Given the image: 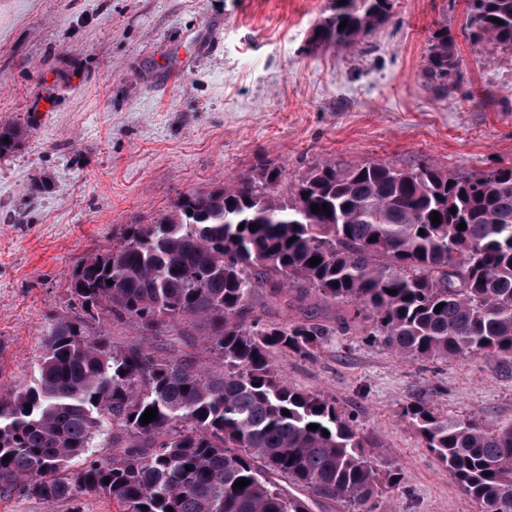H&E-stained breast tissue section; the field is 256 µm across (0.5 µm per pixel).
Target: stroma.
<instances>
[{
  "label": "stroma",
  "instance_id": "1",
  "mask_svg": "<svg viewBox=\"0 0 512 512\" xmlns=\"http://www.w3.org/2000/svg\"><path fill=\"white\" fill-rule=\"evenodd\" d=\"M331 0H0V124L28 135L0 160V385H32L51 316L70 310L82 256L126 224H151L191 192L252 175L293 182L312 165L422 163L481 174L512 162V55L471 43L464 0H392L353 46L312 47ZM458 35L457 88L426 76L433 32ZM49 189L35 190L39 179ZM251 303L272 323L315 315L331 330L315 358L278 354L288 384L335 398L374 439L398 490L372 512H478L402 416L512 422V363L409 362L362 331L338 329L346 303L309 293L301 309ZM0 512H115L100 498L46 504L15 492Z\"/></svg>",
  "mask_w": 512,
  "mask_h": 512
}]
</instances>
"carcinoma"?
I'll return each instance as SVG.
<instances>
[{
	"instance_id": "1",
	"label": "carcinoma",
	"mask_w": 512,
	"mask_h": 512,
	"mask_svg": "<svg viewBox=\"0 0 512 512\" xmlns=\"http://www.w3.org/2000/svg\"><path fill=\"white\" fill-rule=\"evenodd\" d=\"M332 3L321 44L358 45L390 16L391 0ZM464 5V38L512 54V0ZM459 67L455 36L437 30L428 77L448 94ZM23 136L19 125L0 126V159ZM281 182L262 161L251 176L183 196L154 224L124 225L112 247L77 262V312L49 323L33 385L0 392V496H89L117 512H311L318 500L359 507L398 489L399 472L367 457L373 442L336 399L279 377L274 354L312 359L330 332L309 317L265 321L250 303L260 286L287 308L311 291L352 304L342 328L359 327L406 360L512 361V163L452 175L433 164L330 160L283 191ZM90 320L127 322L144 341L90 340ZM186 323L207 326L211 358L153 349L152 340L185 335ZM149 408L156 419L144 425ZM402 416L479 512H512V423L448 418L421 402ZM105 428L112 453L98 458L89 450ZM242 478L248 485L235 487Z\"/></svg>"
}]
</instances>
